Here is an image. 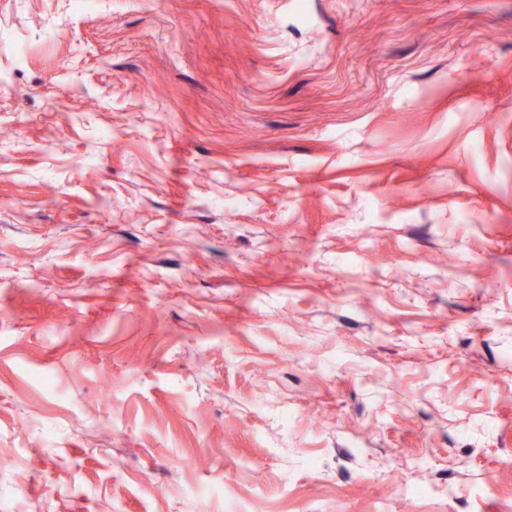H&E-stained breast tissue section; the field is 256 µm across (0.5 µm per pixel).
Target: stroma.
<instances>
[{"label":"stroma","mask_w":512,"mask_h":512,"mask_svg":"<svg viewBox=\"0 0 512 512\" xmlns=\"http://www.w3.org/2000/svg\"><path fill=\"white\" fill-rule=\"evenodd\" d=\"M0 512H512V0H0Z\"/></svg>","instance_id":"1"}]
</instances>
